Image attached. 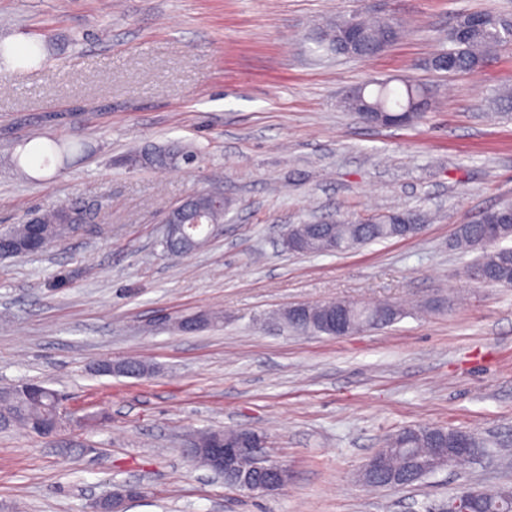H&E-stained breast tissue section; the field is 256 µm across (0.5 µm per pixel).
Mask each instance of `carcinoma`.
Returning a JSON list of instances; mask_svg holds the SVG:
<instances>
[{"instance_id":"1","label":"carcinoma","mask_w":512,"mask_h":512,"mask_svg":"<svg viewBox=\"0 0 512 512\" xmlns=\"http://www.w3.org/2000/svg\"><path fill=\"white\" fill-rule=\"evenodd\" d=\"M348 19L333 20L315 34L317 48L327 54H351L357 57H372L385 47L395 43L400 37V26L390 18L376 17L359 19L362 37L359 45L349 49L341 40V31ZM449 47L445 52L454 60V66L447 74L472 72L483 68L490 60V52L502 45L512 44V17L509 15L479 13L460 16L448 29ZM42 63V45L31 42L24 50L0 42V72L8 73L14 68ZM423 86L411 81L401 82L392 87L387 82L377 84L373 91L362 87L354 91L346 100L349 110L360 114L367 109L384 111L388 125H404L414 122L427 110L422 99ZM65 152L56 140L37 143L30 148V157H41L49 161V156ZM196 157L188 152L171 148H154L134 153L128 157L132 166L153 170H165L180 163L191 165ZM217 191L205 189L196 192L191 199V213H200L202 223L183 229L172 240L164 241L165 249L175 256L191 254L187 242L205 240L206 227L224 222V207L215 205ZM75 207L67 206L41 214L36 220L42 247L48 248L66 240L74 231ZM512 214V200L484 212L480 218L460 224L455 232V246L461 250H478L480 255L473 266L490 275L486 283L512 287V222L500 220L503 214ZM421 215L407 210L395 211L374 222L335 220L327 224H296L294 229L300 238L298 252H346L374 241L391 238L410 237L418 233L417 224ZM31 232L28 223L14 226L0 235V255L23 253ZM334 308H346L349 320L355 325L367 328H380L393 324L400 311L389 304L359 305L336 301L328 303ZM103 371L110 375L138 376L145 372V365L139 361H125L112 369L104 365ZM0 417L8 425H21L33 434L49 438L57 434L64 422L60 416L57 393L39 382H27L0 391ZM448 435V448L457 447V439L467 437L477 447L490 452L487 443L456 428L418 426L406 428L389 437L381 452L391 456L393 465L398 466L408 457L420 458L430 447L427 433ZM481 503V512H512V490L476 489Z\"/></svg>"}]
</instances>
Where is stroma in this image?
Segmentation results:
<instances>
[{
	"label": "stroma",
	"mask_w": 512,
	"mask_h": 512,
	"mask_svg": "<svg viewBox=\"0 0 512 512\" xmlns=\"http://www.w3.org/2000/svg\"><path fill=\"white\" fill-rule=\"evenodd\" d=\"M365 0H0V40L43 38L46 64L0 77V233L66 202L105 221L0 258V388L38 380L71 421L45 440L0 431V512H90L122 485L125 512H441L464 486H512V288L468 279L457 225L512 199V44L476 72L427 60L455 18L512 0H376L404 37L370 58L325 56L312 36ZM408 77L433 105L405 126L343 104ZM72 145L15 160L28 137ZM177 145L197 164L128 155ZM228 203L200 251L171 258L165 214L202 189ZM428 215L409 238L298 253L289 225ZM385 301L390 326L299 332L301 303ZM216 320L186 332L180 319ZM142 360L139 377L95 372ZM457 428L491 453L409 486L358 479L390 435ZM254 429L287 485L249 493L188 457L201 431Z\"/></svg>",
	"instance_id": "35a3bbf8"
}]
</instances>
